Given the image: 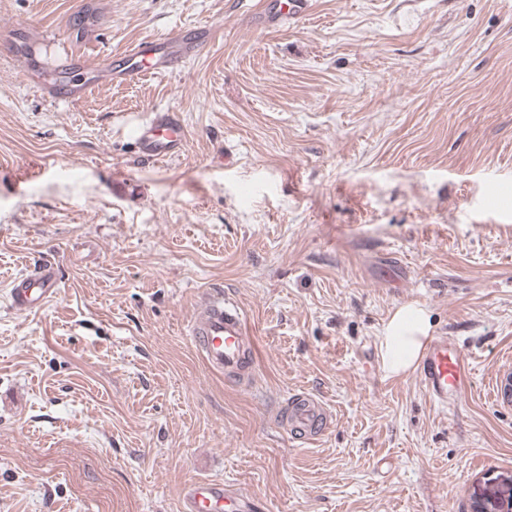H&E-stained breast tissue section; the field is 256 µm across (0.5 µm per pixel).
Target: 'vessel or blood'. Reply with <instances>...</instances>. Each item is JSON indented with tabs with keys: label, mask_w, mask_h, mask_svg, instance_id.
<instances>
[{
	"label": "vessel or blood",
	"mask_w": 512,
	"mask_h": 512,
	"mask_svg": "<svg viewBox=\"0 0 512 512\" xmlns=\"http://www.w3.org/2000/svg\"><path fill=\"white\" fill-rule=\"evenodd\" d=\"M308 6V0H259L253 18L264 26L285 25L301 18ZM213 36V30L206 26L180 30L164 38L140 42L125 51L118 69L80 57L70 59L68 69L91 77L96 83L116 79L135 83L148 74L178 71L187 60L203 52ZM135 142L141 154L152 160L173 159L184 150V127L173 111H159L149 123L138 126ZM58 290L59 279L53 265H35L13 278L11 306L21 313L41 310ZM190 337L207 364L228 377L240 374L256 356V344L245 315L234 302L220 295L208 297L198 307L190 325ZM473 375V358L458 343L445 336L426 341L417 377L434 405L447 406L449 401L469 392ZM275 420L287 428L291 439L306 443L330 428L333 414L319 397L303 391L294 394L278 410ZM253 506L251 497L228 489L225 483L198 480L186 488L181 512H252Z\"/></svg>",
	"instance_id": "vessel-or-blood-1"
}]
</instances>
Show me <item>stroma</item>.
I'll return each instance as SVG.
<instances>
[{
  "mask_svg": "<svg viewBox=\"0 0 512 512\" xmlns=\"http://www.w3.org/2000/svg\"><path fill=\"white\" fill-rule=\"evenodd\" d=\"M0 0V512H181L198 479L256 512H512V0ZM208 26L181 70L58 101L82 55ZM172 109L183 155L141 157ZM60 290L12 310L40 262ZM220 293L257 337L255 383L187 334ZM424 308L476 361L435 406L380 337ZM307 390L311 445L273 415ZM308 0H260L251 19L264 26L288 25L308 10Z\"/></svg>",
  "mask_w": 512,
  "mask_h": 512,
  "instance_id": "35a3bbf8",
  "label": "stroma"
}]
</instances>
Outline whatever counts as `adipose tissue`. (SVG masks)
I'll return each instance as SVG.
<instances>
[{"instance_id": "adipose-tissue-1", "label": "adipose tissue", "mask_w": 512, "mask_h": 512, "mask_svg": "<svg viewBox=\"0 0 512 512\" xmlns=\"http://www.w3.org/2000/svg\"><path fill=\"white\" fill-rule=\"evenodd\" d=\"M430 321L416 306L398 308L384 327L380 341L383 366L388 374H407L418 362L428 338Z\"/></svg>"}]
</instances>
